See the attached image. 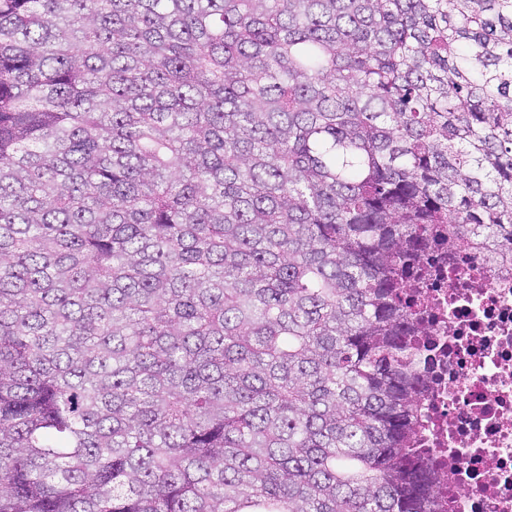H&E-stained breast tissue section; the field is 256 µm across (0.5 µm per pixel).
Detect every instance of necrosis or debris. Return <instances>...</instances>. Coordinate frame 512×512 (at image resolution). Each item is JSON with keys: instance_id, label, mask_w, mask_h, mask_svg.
I'll return each mask as SVG.
<instances>
[{"instance_id": "4bbe7bcc", "label": "necrosis or debris", "mask_w": 512, "mask_h": 512, "mask_svg": "<svg viewBox=\"0 0 512 512\" xmlns=\"http://www.w3.org/2000/svg\"><path fill=\"white\" fill-rule=\"evenodd\" d=\"M401 299L418 312L421 445L439 512H512V270L468 252L428 254Z\"/></svg>"}]
</instances>
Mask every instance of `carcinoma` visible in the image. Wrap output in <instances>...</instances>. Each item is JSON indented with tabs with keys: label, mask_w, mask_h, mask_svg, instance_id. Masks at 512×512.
<instances>
[{
	"label": "carcinoma",
	"mask_w": 512,
	"mask_h": 512,
	"mask_svg": "<svg viewBox=\"0 0 512 512\" xmlns=\"http://www.w3.org/2000/svg\"><path fill=\"white\" fill-rule=\"evenodd\" d=\"M444 245L512 267V0H0V512H435Z\"/></svg>",
	"instance_id": "carcinoma-1"
}]
</instances>
